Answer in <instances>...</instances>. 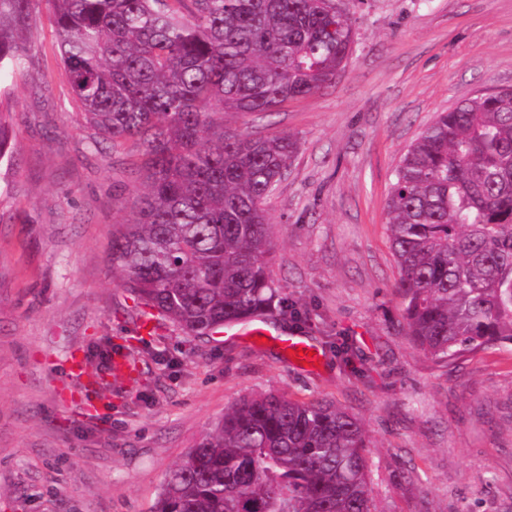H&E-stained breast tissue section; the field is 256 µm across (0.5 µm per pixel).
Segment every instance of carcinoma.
Wrapping results in <instances>:
<instances>
[{"mask_svg":"<svg viewBox=\"0 0 512 512\" xmlns=\"http://www.w3.org/2000/svg\"><path fill=\"white\" fill-rule=\"evenodd\" d=\"M92 144L142 147L134 218L112 269L136 305L190 336L288 308L264 200L287 134L224 129L329 85L354 30L336 0H0V79L36 52L42 11ZM0 113V161L12 158ZM411 342L446 364L512 344V87L439 113L401 156L387 202ZM369 441L332 403L265 391L224 413L169 471L151 512H375Z\"/></svg>","mask_w":512,"mask_h":512,"instance_id":"1","label":"carcinoma"}]
</instances>
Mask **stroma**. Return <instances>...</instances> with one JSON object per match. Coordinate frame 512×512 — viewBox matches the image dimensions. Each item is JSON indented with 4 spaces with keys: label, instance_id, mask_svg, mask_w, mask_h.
Here are the masks:
<instances>
[{
    "label": "stroma",
    "instance_id": "obj_1",
    "mask_svg": "<svg viewBox=\"0 0 512 512\" xmlns=\"http://www.w3.org/2000/svg\"><path fill=\"white\" fill-rule=\"evenodd\" d=\"M355 43L334 82L226 129L300 142L265 199L270 269L325 355L204 338L137 311L110 260L133 217L139 149L93 147L56 60L49 14L29 66L5 78L14 158L0 162V512H150L165 477L243 397L327 400L364 424L379 512H512V345L433 362L407 339L386 202L408 145L438 113L512 87V0H344ZM111 338L138 379L113 378L87 416L72 351ZM348 344V359L336 347Z\"/></svg>",
    "mask_w": 512,
    "mask_h": 512
}]
</instances>
